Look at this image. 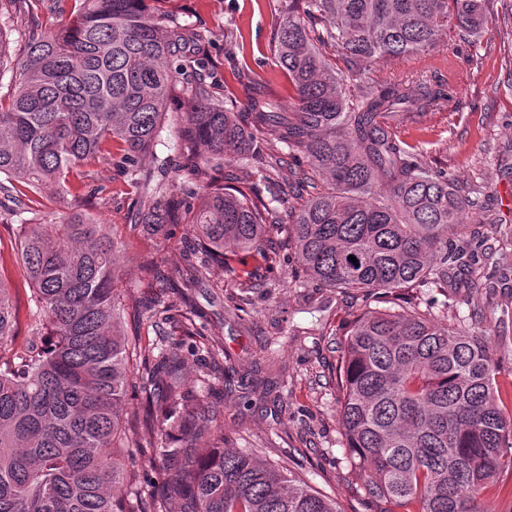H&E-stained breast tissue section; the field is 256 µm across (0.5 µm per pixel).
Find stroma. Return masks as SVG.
<instances>
[{
  "mask_svg": "<svg viewBox=\"0 0 512 512\" xmlns=\"http://www.w3.org/2000/svg\"><path fill=\"white\" fill-rule=\"evenodd\" d=\"M282 6V0H161L158 10L163 17L192 23L210 36L203 65L189 67L184 59L174 60L181 82L202 76L215 97L230 90L241 97L245 89L232 76L234 67L240 66L250 76L266 80L274 95L287 98L291 88L272 51ZM489 13L478 40L458 36L437 47L431 59H403L388 70L403 79H428L447 75L448 60L456 62L455 109L426 113L397 125L394 133L418 150L430 167L447 172L479 198L481 208L466 210L457 238L466 241L480 235L492 254L480 258L471 287L457 289L448 300L440 290L426 288L421 299L447 303L449 315L479 324L489 338L501 396L512 403V339L498 335L499 330H512V94L504 90L512 78V0H490ZM64 21L63 15L46 9L27 12L21 0H0V31L7 34L16 55L22 53L30 31L46 32ZM184 112L182 98L168 101L162 139L152 155L141 159V172L152 171L156 159L176 158ZM87 171L89 194L83 211L112 225L116 238L126 244L119 288L127 326H138L146 344L178 342L172 325L156 323L150 315V307L165 290L141 279L139 258L148 250L164 257L186 248L193 241L192 227L179 224L169 240L148 241L133 228L136 190L131 172L118 157H100ZM28 220V214L16 213L11 199L0 192V279L20 293L27 282L17 261V228ZM225 251L238 255L230 245ZM241 258L246 270L256 271V279L244 284L217 266L209 282L192 293L199 334L189 341L196 354L187 367L188 389L208 406L223 410L224 438L235 447L256 449L270 464H287L336 499L341 512H373L345 455L337 414V342L359 300L313 284H287V276L297 269L290 248H279L271 274L260 257ZM240 307L251 314L244 325L235 318ZM216 345L223 347L237 371L274 353L286 369L269 390L226 386L220 368L204 359Z\"/></svg>",
  "mask_w": 512,
  "mask_h": 512,
  "instance_id": "stroma-1",
  "label": "stroma"
}]
</instances>
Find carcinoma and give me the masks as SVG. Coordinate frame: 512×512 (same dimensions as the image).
<instances>
[{
	"instance_id": "obj_1",
	"label": "carcinoma",
	"mask_w": 512,
	"mask_h": 512,
	"mask_svg": "<svg viewBox=\"0 0 512 512\" xmlns=\"http://www.w3.org/2000/svg\"><path fill=\"white\" fill-rule=\"evenodd\" d=\"M61 28L29 38L11 95L0 97V177L29 210L30 195L82 197L81 167L117 146L127 167L153 153L168 100L186 103L176 150L197 180L175 201L170 159L135 179L138 226L166 239L174 224L195 232L191 253L142 257L148 281L167 289L153 317L183 336L199 333L189 293L225 264L224 246L269 260L272 235L294 246L302 277L383 306L364 304L342 335L337 376L345 447L375 512H492L487 492L512 474V413L500 406L486 336L444 324L428 306L398 297L420 288L469 286L477 248L450 243L476 203L447 173L395 139L392 125L455 103L449 81L383 74L347 84L366 62L428 55L448 37L479 35L487 0H288L273 53L292 86L286 104L250 78L246 105L214 99L203 81L180 83L171 61L199 63L209 40L188 23L159 18L152 0H53ZM329 45L347 75L322 52ZM277 143L267 153L266 136ZM304 155L309 194L280 213L291 187L263 195L224 168L265 171ZM124 244L86 212L20 231L18 257L32 285L39 345L14 344L19 311L0 281V512H339L284 465L224 442L221 411L184 384L188 357L174 345L146 350L143 405L122 407L142 351L124 329ZM354 256L357 262L349 260ZM168 447L155 448V438ZM128 448L149 458L163 493L119 489Z\"/></svg>"
}]
</instances>
